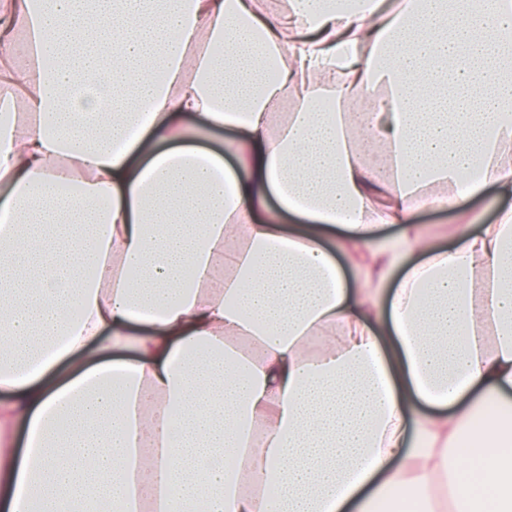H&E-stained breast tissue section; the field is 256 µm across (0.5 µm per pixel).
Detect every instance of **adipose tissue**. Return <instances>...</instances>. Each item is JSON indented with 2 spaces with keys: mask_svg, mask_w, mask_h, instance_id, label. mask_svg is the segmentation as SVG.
Listing matches in <instances>:
<instances>
[{
  "mask_svg": "<svg viewBox=\"0 0 512 512\" xmlns=\"http://www.w3.org/2000/svg\"><path fill=\"white\" fill-rule=\"evenodd\" d=\"M492 184L512 0H0V512H512V208L414 221ZM512 206V192L504 191L497 185L487 188L454 209H421L415 215V223L425 225L436 238L440 248L449 249L454 245V228L468 212L480 215V224H493L499 209Z\"/></svg>",
  "mask_w": 512,
  "mask_h": 512,
  "instance_id": "1",
  "label": "adipose tissue"
}]
</instances>
